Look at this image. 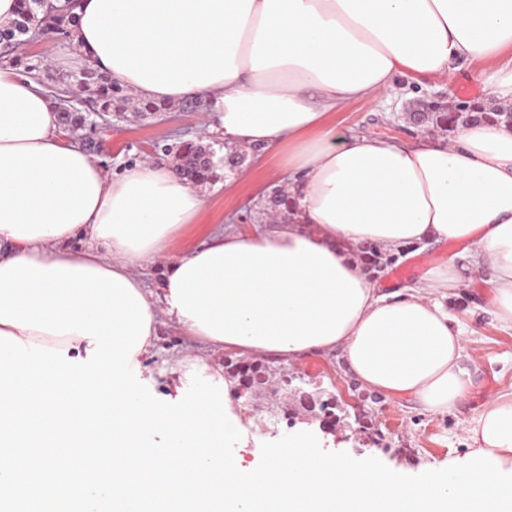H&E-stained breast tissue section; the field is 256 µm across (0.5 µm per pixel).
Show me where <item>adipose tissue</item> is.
I'll return each mask as SVG.
<instances>
[{
	"label": "adipose tissue",
	"instance_id": "obj_1",
	"mask_svg": "<svg viewBox=\"0 0 512 512\" xmlns=\"http://www.w3.org/2000/svg\"><path fill=\"white\" fill-rule=\"evenodd\" d=\"M75 66L141 102L204 98L225 154L258 146L288 176L284 219L221 230L205 195L162 159L108 173L57 130L37 79L0 66V267L23 258L120 275L156 324L240 355L340 354L362 388L444 414L472 386L448 298L463 266L490 269L489 305L512 329V129L458 127L448 142L348 134L332 115L398 78L455 81L462 64L512 100V0H81ZM462 243L461 256L386 292L356 254L372 243ZM165 260L158 292L137 268ZM512 468V396L466 429Z\"/></svg>",
	"mask_w": 512,
	"mask_h": 512
}]
</instances>
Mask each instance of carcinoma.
<instances>
[{"instance_id": "1", "label": "carcinoma", "mask_w": 512, "mask_h": 512, "mask_svg": "<svg viewBox=\"0 0 512 512\" xmlns=\"http://www.w3.org/2000/svg\"><path fill=\"white\" fill-rule=\"evenodd\" d=\"M80 0H19L17 17L6 28H0V55L10 57L14 66L24 67V71H33L36 66L27 64L17 55L10 56L29 38L58 39L64 43L73 40L78 17L76 9ZM44 78L53 82H76L83 94V107L78 112L68 111L70 102L66 98L55 101V112L58 124H79L88 131L85 142L93 143L91 134L96 132L98 123L95 118H104L111 112H122L129 104L126 89L112 76L93 67L83 69L76 78L68 74L55 75L48 68L42 69ZM422 121H430L443 131L452 132L458 126L474 118H484L495 122L512 125V109L486 108L478 101L457 106L454 110L443 111L437 106L426 105L419 112ZM214 151L212 147L201 141L187 140L180 145L173 167L176 173L191 183L204 184L215 177ZM360 258L370 268H381L395 261L385 255L374 245H364L360 250Z\"/></svg>"}]
</instances>
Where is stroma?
<instances>
[{
	"mask_svg": "<svg viewBox=\"0 0 512 512\" xmlns=\"http://www.w3.org/2000/svg\"><path fill=\"white\" fill-rule=\"evenodd\" d=\"M469 68H462L456 85L442 80H429L417 96L405 98L393 93L387 102H359L336 115V123L344 131L356 133L371 130L379 134L409 139L430 133L448 139V132L430 123L414 122L410 109L432 101L435 96L448 97L453 103L466 98L479 101L482 89L472 96L460 94L463 84L472 85ZM205 107L186 109L170 104L166 111L141 116L136 104L109 116L104 131L96 133L99 146L94 157L109 171L123 162L151 157L155 145L178 144L197 138L199 126L211 120ZM245 160L234 175L218 173L202 184L208 200L207 220L212 224L238 223L248 216L254 195H267L279 189L277 180L266 179L275 170L278 158L271 153L247 150ZM487 270L471 274L470 286L462 298L451 302L450 310L466 331L467 351L473 362V385L468 398L456 410L432 414L415 408L407 399L368 398L359 384L349 376L339 357H307L288 362L291 372L300 375L298 387L274 378L272 386L277 399H269L267 391L251 392L240 383L239 375L226 372L231 381L230 405L236 414L242 434L234 452L245 464L257 466L262 443L300 431L313 432L323 450L347 452L353 457L378 458L392 470L416 475L467 462L469 447L464 428L474 416L498 396L512 394V331L500 328L485 313L489 298ZM190 356L211 364H224L227 353L183 336L176 328L164 325L155 351L143 363L141 383L160 400L175 398L170 365L174 359ZM335 404L334 416H327L322 403Z\"/></svg>",
	"mask_w": 512,
	"mask_h": 512,
	"instance_id": "stroma-1",
	"label": "stroma"
}]
</instances>
